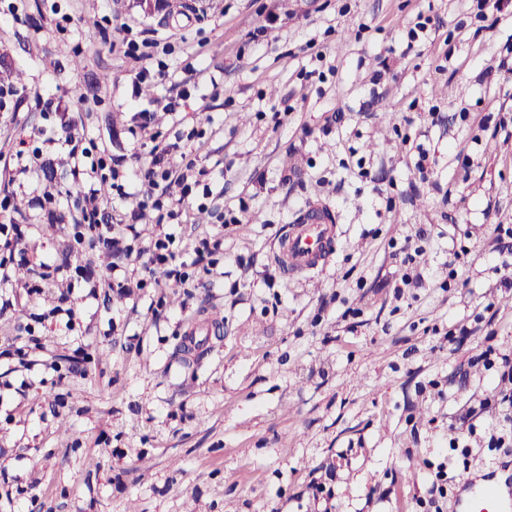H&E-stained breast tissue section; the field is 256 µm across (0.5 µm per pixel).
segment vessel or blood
Wrapping results in <instances>:
<instances>
[{
  "instance_id": "obj_1",
  "label": "vessel or blood",
  "mask_w": 512,
  "mask_h": 512,
  "mask_svg": "<svg viewBox=\"0 0 512 512\" xmlns=\"http://www.w3.org/2000/svg\"><path fill=\"white\" fill-rule=\"evenodd\" d=\"M336 245V226L324 205L305 207L277 238L280 269L301 273L317 268ZM456 512H512V460L503 462L495 487L466 477L458 485Z\"/></svg>"
}]
</instances>
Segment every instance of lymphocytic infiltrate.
Masks as SVG:
<instances>
[{
    "label": "lymphocytic infiltrate",
    "instance_id": "obj_1",
    "mask_svg": "<svg viewBox=\"0 0 512 512\" xmlns=\"http://www.w3.org/2000/svg\"><path fill=\"white\" fill-rule=\"evenodd\" d=\"M118 34L119 52L135 63L132 85L165 80L168 65L164 57L170 52L169 44L126 27L120 28ZM181 144L153 140L141 166L122 169L87 132L83 112H59L54 124L32 129L26 139L19 141L13 155L14 167L8 176L13 179L45 166L44 146L63 149L74 171L87 174L95 184L67 213L60 209V190L52 185L37 188L32 198L34 209L47 213L53 222L66 225L75 244L91 243L119 260L136 258L140 264L138 287L155 288L170 280L190 286L198 267L219 264L224 255V229L241 223L249 206L243 201L232 207L218 205L209 171L198 167L191 153L182 151ZM130 181L146 185L144 202L158 211L161 219L178 222L188 208L207 207L220 226L219 232L185 244L168 233L142 237L132 224L115 228L108 205L100 198L96 185L106 182L120 191Z\"/></svg>",
    "mask_w": 512,
    "mask_h": 512
}]
</instances>
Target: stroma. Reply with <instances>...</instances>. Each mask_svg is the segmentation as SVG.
Returning a JSON list of instances; mask_svg holds the SVG:
<instances>
[{"label": "stroma", "mask_w": 512, "mask_h": 512, "mask_svg": "<svg viewBox=\"0 0 512 512\" xmlns=\"http://www.w3.org/2000/svg\"><path fill=\"white\" fill-rule=\"evenodd\" d=\"M200 2L167 23L140 0H58L74 19L61 34L47 0L16 17L0 0V82L20 116L0 114V154L45 125L37 95L64 112L83 97L100 146L128 167L134 141L202 124L192 152L214 191L249 204L224 231L223 265L162 291L158 314V289L120 296L65 271L28 292L31 264L62 262L72 245L35 216L33 188L60 187L66 205L87 178L52 147L48 172L0 177V198L29 227V260L11 267L0 308V512H416L429 463L447 461L453 490L512 458L487 448L497 419L480 407L504 388L484 354L512 356L501 285L512 266L496 270L493 254L495 226L512 224V132L482 125L512 114V83L499 80L512 12L492 37L466 24L471 0ZM422 13L432 22L408 46ZM120 25L173 47V78L151 82L152 96L133 92V63L112 48ZM181 81L196 92L179 112L157 107ZM140 108L153 122L133 135ZM142 199L135 184L108 197L113 223L136 218L147 237L157 213ZM312 200L331 208L336 248L311 272L281 275L277 236ZM420 229L422 284L399 298L391 245ZM463 247L466 286L440 288L432 271ZM31 313L46 316L38 347L7 354ZM215 317L219 334L186 353L187 332ZM461 327L471 334L459 346L443 340ZM471 409L478 430L463 453L450 443ZM326 480L328 504L312 496Z\"/></svg>", "instance_id": "35a3bbf8"}]
</instances>
